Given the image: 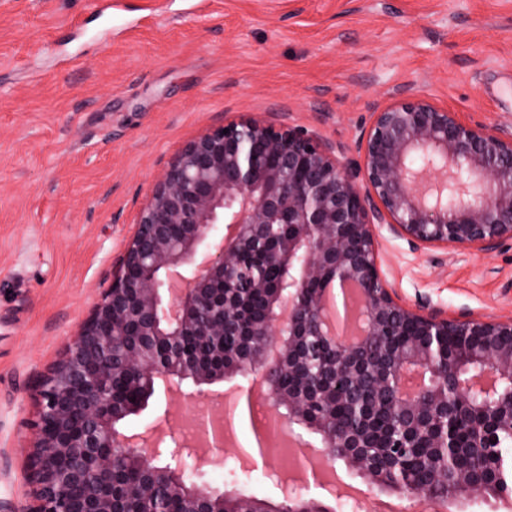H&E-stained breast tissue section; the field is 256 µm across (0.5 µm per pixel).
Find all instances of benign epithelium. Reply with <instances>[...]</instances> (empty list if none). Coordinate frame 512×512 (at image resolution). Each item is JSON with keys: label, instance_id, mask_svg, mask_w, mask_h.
<instances>
[{"label": "benign epithelium", "instance_id": "1", "mask_svg": "<svg viewBox=\"0 0 512 512\" xmlns=\"http://www.w3.org/2000/svg\"><path fill=\"white\" fill-rule=\"evenodd\" d=\"M228 133H223V130ZM363 163L353 171L337 148L301 127L257 117L209 128L172 158L157 176L140 208L112 285L66 346L50 373L36 386L37 418L28 452L33 500L24 512H116L124 484L114 474L113 456L134 461L149 512H167V497L185 491L194 512H223L224 493L199 485L195 449L162 451L131 442L118 423L137 415L112 391V375L148 380L151 390L167 381L194 389L226 377L260 375L266 403L280 412L288 431L300 426L321 436L322 451L340 459L371 484L425 503L376 468L360 448H403L357 432H324L309 414L333 399L350 405L360 425L373 407L355 390L370 341L412 325L416 333L394 353L381 381L395 399L394 415L409 419L418 433L437 437L453 462L462 416L482 423L480 446L495 448L502 429L512 431V317L484 320L469 312L441 316L423 302L412 308L384 279L374 229L387 226L414 249L457 247L490 254L512 240V138L463 122L426 97L402 98L375 112L358 143ZM277 224L292 227L268 251L283 274L268 296L266 318L240 325L243 301L267 291L264 279L240 277L239 256L265 246ZM320 288L307 302L306 288ZM346 285L360 290L358 332L338 335L329 318L332 293ZM238 329L247 341L238 359L224 356L172 360L160 341L179 345L186 336L222 341ZM450 333L473 334L482 342L466 349L448 372L439 340ZM336 348L332 382L283 393L270 371L304 353L303 337ZM83 448L81 464L70 449ZM345 452L336 455V449ZM497 483L495 471L458 474L459 495L482 494Z\"/></svg>", "mask_w": 512, "mask_h": 512}]
</instances>
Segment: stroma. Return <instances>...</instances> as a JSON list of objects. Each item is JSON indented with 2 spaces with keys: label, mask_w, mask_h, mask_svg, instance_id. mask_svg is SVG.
<instances>
[{
  "label": "stroma",
  "mask_w": 512,
  "mask_h": 512,
  "mask_svg": "<svg viewBox=\"0 0 512 512\" xmlns=\"http://www.w3.org/2000/svg\"><path fill=\"white\" fill-rule=\"evenodd\" d=\"M0 0V503L32 501L35 386L111 286L156 175L203 130L253 115L358 163L376 107L426 96L512 137V0ZM399 297L512 316V242L412 250L376 229ZM212 486L271 502L232 449Z\"/></svg>",
  "instance_id": "1"
}]
</instances>
